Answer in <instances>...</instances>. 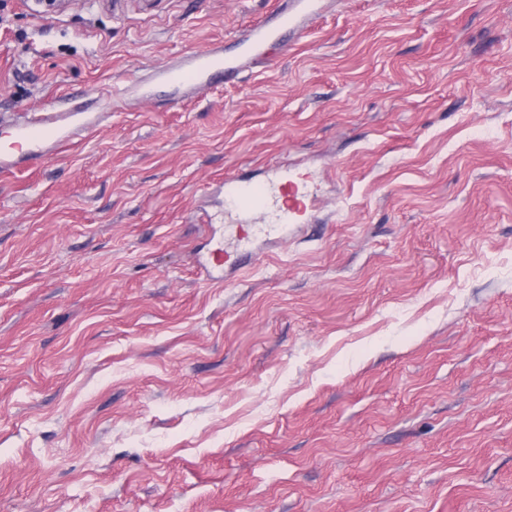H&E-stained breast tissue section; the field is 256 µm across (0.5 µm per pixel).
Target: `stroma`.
Wrapping results in <instances>:
<instances>
[{
  "label": "stroma",
  "mask_w": 512,
  "mask_h": 512,
  "mask_svg": "<svg viewBox=\"0 0 512 512\" xmlns=\"http://www.w3.org/2000/svg\"><path fill=\"white\" fill-rule=\"evenodd\" d=\"M275 0H5L0 113ZM0 174V512H512V0H323L224 86ZM226 177L294 233L215 283Z\"/></svg>",
  "instance_id": "1"
}]
</instances>
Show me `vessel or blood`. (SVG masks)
<instances>
[{
  "instance_id": "1",
  "label": "vessel or blood",
  "mask_w": 512,
  "mask_h": 512,
  "mask_svg": "<svg viewBox=\"0 0 512 512\" xmlns=\"http://www.w3.org/2000/svg\"><path fill=\"white\" fill-rule=\"evenodd\" d=\"M321 0H279L271 19L252 25L233 43L234 48L256 56L268 45L281 41L289 32L301 30L320 9ZM240 73L239 58L227 55L223 45L212 44L192 51L155 72L152 82L132 81L114 91H90L68 96L58 105L13 118V140L0 147V173L29 169L43 163L57 150L70 146L99 126L103 112L100 102L134 92L140 98L154 96L156 86L173 90L201 91L235 81ZM225 199L235 215L257 216L254 228L266 239L284 238L289 229L293 205L288 186L261 187L239 179L223 181Z\"/></svg>"
}]
</instances>
